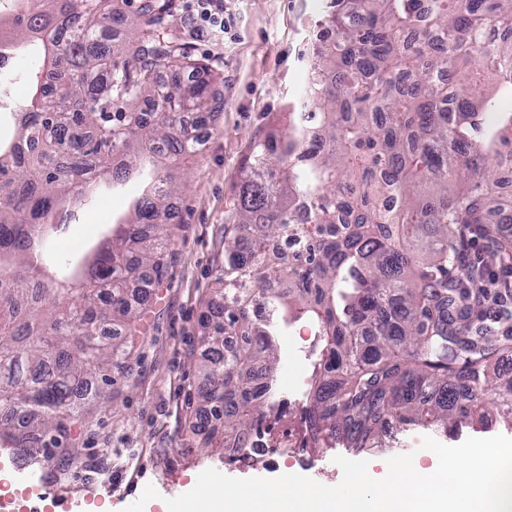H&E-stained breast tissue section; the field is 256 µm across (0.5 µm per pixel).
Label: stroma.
Wrapping results in <instances>:
<instances>
[{
	"label": "stroma",
	"mask_w": 512,
	"mask_h": 512,
	"mask_svg": "<svg viewBox=\"0 0 512 512\" xmlns=\"http://www.w3.org/2000/svg\"><path fill=\"white\" fill-rule=\"evenodd\" d=\"M327 0H224L230 33H193L196 57L224 76V110L207 129L200 155L177 161L179 184L173 202L178 216L173 256L164 281L133 297L146 310L144 332L125 360L102 383V398L86 415L79 440L69 454H23L0 447V463L17 462L10 476L18 489L26 477L43 471L35 505L41 512H123L146 485L159 496L144 512H162L165 499L190 491L200 472L214 468L235 478H274L297 473L320 483L340 482L334 459L350 457L341 443L332 447L293 448L301 437L299 418L309 406L316 338L300 320L279 338L274 373L275 407L267 411L266 429L253 434L269 448L265 457H227L217 439L221 421L198 428L207 410L197 397L199 366L207 354L198 323L224 265V226L237 192L240 170L255 145L282 115L297 104L306 79L308 57L322 31ZM154 167L142 163L117 186L97 182L74 206V219L49 238L54 257H83L127 220L146 188ZM512 437V425L490 415L482 426L451 425L427 430L414 424H390L379 448L365 458L382 474L388 458L415 452V465L429 468L435 454L421 449L424 437L457 445L470 437Z\"/></svg>",
	"instance_id": "35a3bbf8"
}]
</instances>
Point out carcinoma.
<instances>
[{
    "instance_id": "obj_1",
    "label": "carcinoma",
    "mask_w": 512,
    "mask_h": 512,
    "mask_svg": "<svg viewBox=\"0 0 512 512\" xmlns=\"http://www.w3.org/2000/svg\"><path fill=\"white\" fill-rule=\"evenodd\" d=\"M12 0L11 46L34 50L35 93L0 141V438L15 448L67 430L94 378L121 366L117 325L137 331L131 285L167 272L177 184L156 174L133 214L83 262L51 269L42 233L101 178L148 157L166 165L200 143L184 125L224 110V82L194 58L185 29L157 28L175 0ZM137 29L129 46L112 23ZM304 104L242 167L224 268L202 318L214 361L201 397L224 438L250 442L264 417L277 322L316 327L308 427L355 453L392 421H512V329L478 324L486 262L512 268L492 221L512 169V0H331ZM172 75L163 77V70ZM194 79L184 84L178 71ZM296 246L290 254L281 240ZM227 336L244 343L224 347Z\"/></svg>"
}]
</instances>
